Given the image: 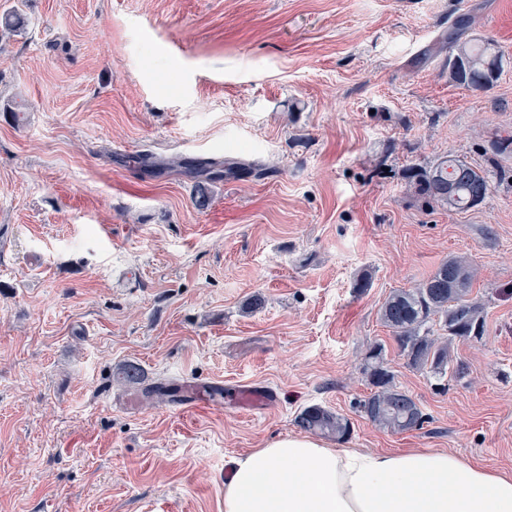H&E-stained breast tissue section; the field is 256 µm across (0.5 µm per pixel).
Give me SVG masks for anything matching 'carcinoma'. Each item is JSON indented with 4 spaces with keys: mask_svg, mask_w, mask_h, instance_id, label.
<instances>
[{
    "mask_svg": "<svg viewBox=\"0 0 512 512\" xmlns=\"http://www.w3.org/2000/svg\"><path fill=\"white\" fill-rule=\"evenodd\" d=\"M451 49L449 76L464 89H488L498 79L503 59L489 39L460 37L448 33ZM202 179L194 196L195 205L206 208L210 195L205 183L226 176L224 162L211 159L186 166ZM419 195L448 206L467 210L476 206L475 198L490 190L487 172L456 158H444L413 175ZM476 273L463 257H450L412 288L394 290L382 303L380 318L392 333L398 354L406 365L426 372L439 382L461 379L465 364L453 357L457 342L480 341L484 334L483 305L472 297ZM362 373L372 386L360 402L361 412L377 428L404 432L421 428L425 414L416 400L395 383V374L386 359L385 346L373 345L362 358ZM418 422L409 426L411 419ZM296 425L305 432L347 439L352 423L345 416L319 405L304 408Z\"/></svg>",
    "mask_w": 512,
    "mask_h": 512,
    "instance_id": "carcinoma-1",
    "label": "carcinoma"
}]
</instances>
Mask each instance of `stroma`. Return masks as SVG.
Wrapping results in <instances>:
<instances>
[{
    "label": "stroma",
    "instance_id": "stroma-1",
    "mask_svg": "<svg viewBox=\"0 0 512 512\" xmlns=\"http://www.w3.org/2000/svg\"><path fill=\"white\" fill-rule=\"evenodd\" d=\"M0 512H224L232 460L320 405L329 446L448 451L512 470V0H0ZM494 40L503 70L449 78L448 33ZM246 167L196 208L188 173ZM487 170L468 210L410 168ZM467 257L481 341L438 388L380 320L388 295ZM265 306L250 313L247 300ZM384 344L423 428H376L361 359ZM141 379L123 380L124 365ZM219 381L223 407L145 389ZM279 401L239 407L233 388ZM236 399L252 408H270L277 402V395L266 386L244 384L236 391ZM296 425L305 432L347 439L352 432V423L348 418L319 405L304 408L296 417Z\"/></svg>",
    "mask_w": 512,
    "mask_h": 512
}]
</instances>
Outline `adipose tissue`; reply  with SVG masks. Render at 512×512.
Returning a JSON list of instances; mask_svg holds the SVG:
<instances>
[{
	"instance_id": "obj_1",
	"label": "adipose tissue",
	"mask_w": 512,
	"mask_h": 512,
	"mask_svg": "<svg viewBox=\"0 0 512 512\" xmlns=\"http://www.w3.org/2000/svg\"><path fill=\"white\" fill-rule=\"evenodd\" d=\"M224 512H512V473L442 451L378 453L290 435L234 460Z\"/></svg>"
}]
</instances>
